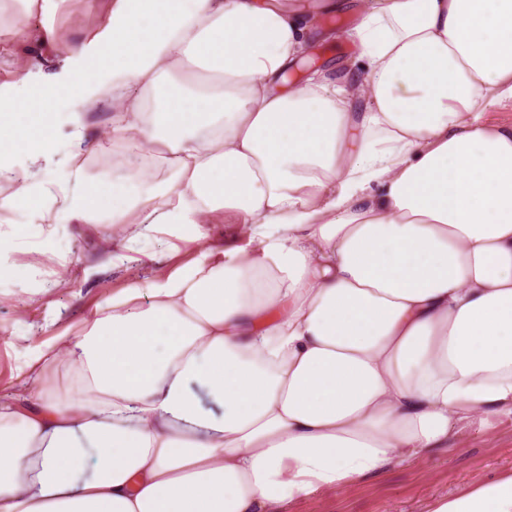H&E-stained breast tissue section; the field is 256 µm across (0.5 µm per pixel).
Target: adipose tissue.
I'll return each instance as SVG.
<instances>
[{
    "label": "adipose tissue",
    "instance_id": "ef3b65f1",
    "mask_svg": "<svg viewBox=\"0 0 512 512\" xmlns=\"http://www.w3.org/2000/svg\"><path fill=\"white\" fill-rule=\"evenodd\" d=\"M315 22L112 0L58 71L0 84L1 210L41 208L51 101L80 137L105 100L144 190L85 184L64 211L203 248L28 355L0 397V512H282L512 413V125L486 121L512 102V0H361L353 67L292 83ZM225 215L250 248H206ZM431 512H512V473Z\"/></svg>",
    "mask_w": 512,
    "mask_h": 512
}]
</instances>
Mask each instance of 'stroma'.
<instances>
[{"label": "stroma", "mask_w": 512, "mask_h": 512, "mask_svg": "<svg viewBox=\"0 0 512 512\" xmlns=\"http://www.w3.org/2000/svg\"><path fill=\"white\" fill-rule=\"evenodd\" d=\"M12 18L0 16V82L19 81L27 70L52 71L61 61L37 46L30 32L51 27L60 47L84 40L94 19L105 16L111 0H61L57 10L44 14L26 0H12ZM23 17L16 28L14 17ZM109 106L87 115L85 146L58 134L53 146L69 156L68 164L46 170L42 186L52 194L85 181L112 182V171L95 167L111 146ZM45 197L41 211L17 207L0 212V239L11 248L0 253V395L10 393L29 350L61 332L76 333L94 314L105 310L112 293L191 260L196 244L181 240L175 227L143 244V261L110 269L104 255L128 251L119 225L77 224L68 220L48 227L47 215L58 205ZM51 247L57 263L44 265L43 247ZM459 448L430 453L422 462L394 464L331 496L312 495L292 502L285 512H427L436 500L458 490L512 472V415H495L469 425Z\"/></svg>", "instance_id": "stroma-1"}]
</instances>
